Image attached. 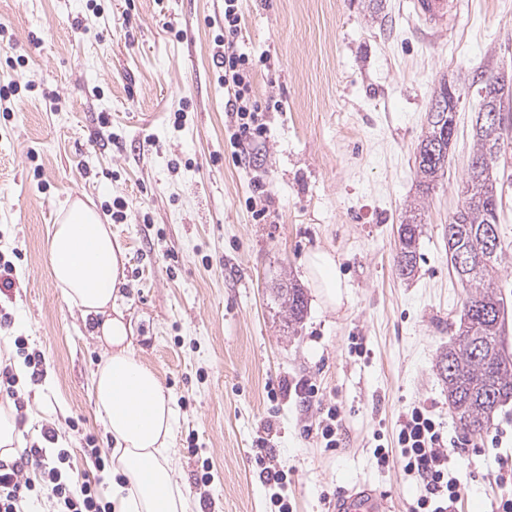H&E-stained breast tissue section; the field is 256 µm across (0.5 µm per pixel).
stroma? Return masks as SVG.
<instances>
[{
    "label": "stroma",
    "instance_id": "stroma-1",
    "mask_svg": "<svg viewBox=\"0 0 512 512\" xmlns=\"http://www.w3.org/2000/svg\"><path fill=\"white\" fill-rule=\"evenodd\" d=\"M240 42L266 57L255 89L280 101L258 151L227 147L228 92L212 57L224 0H0V365L15 339L41 373L16 383L21 448L55 435L62 470L112 496V439L96 416L97 324L69 306L46 238L76 197L92 201L126 255L122 294L133 351L159 374L176 412L172 473L191 512H278L254 462L274 451L293 512H328L337 491L367 482L407 512L421 486L380 468L404 413L423 404L468 454L470 493L454 512H493L512 497V401L494 440H465L436 367L465 294L448 269L443 226L481 106L477 77L512 72V0H464L445 35L429 37L408 0H244ZM24 65H14L15 57ZM461 93L448 169L425 200L418 271L395 270L402 211L416 196L415 152L441 80ZM500 169L512 353V144ZM263 192L268 215L246 201ZM333 256L343 299L313 300L307 257ZM308 295L289 332L280 279ZM316 384L337 406L338 448L319 434Z\"/></svg>",
    "mask_w": 512,
    "mask_h": 512
}]
</instances>
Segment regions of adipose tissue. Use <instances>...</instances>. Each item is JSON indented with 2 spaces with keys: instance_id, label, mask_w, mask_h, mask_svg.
Here are the masks:
<instances>
[{
  "instance_id": "obj_1",
  "label": "adipose tissue",
  "mask_w": 512,
  "mask_h": 512,
  "mask_svg": "<svg viewBox=\"0 0 512 512\" xmlns=\"http://www.w3.org/2000/svg\"><path fill=\"white\" fill-rule=\"evenodd\" d=\"M47 251L53 278L65 301L100 319L95 335L107 345L92 381L96 413L112 438L115 512H187V498L168 461L175 411L157 373L140 361L133 328L122 310L125 254L98 211L74 200L53 225ZM306 269L317 297L329 306L342 299L336 262L310 255Z\"/></svg>"
}]
</instances>
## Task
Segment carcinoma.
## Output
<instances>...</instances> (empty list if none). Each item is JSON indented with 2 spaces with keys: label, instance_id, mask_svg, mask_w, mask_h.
Segmentation results:
<instances>
[{
  "label": "carcinoma",
  "instance_id": "obj_1",
  "mask_svg": "<svg viewBox=\"0 0 512 512\" xmlns=\"http://www.w3.org/2000/svg\"><path fill=\"white\" fill-rule=\"evenodd\" d=\"M429 109L427 131L415 153L418 193L429 195L444 175L449 153L433 160L424 149L442 137L441 115ZM473 166L460 193L462 205L444 227L448 266L465 292L463 314L448 348L437 362L448 388V406L462 433L483 438L494 428L499 407L512 399V357L505 353V301L494 287L504 262L499 232L502 185L498 177L505 141L491 140L478 125L472 128ZM422 202L406 206L398 228L396 272L402 279L415 275L417 245L423 233ZM288 327L296 329L306 308L303 288L290 281L277 289Z\"/></svg>",
  "mask_w": 512,
  "mask_h": 512
}]
</instances>
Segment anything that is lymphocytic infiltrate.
Here are the masks:
<instances>
[{
    "label": "lymphocytic infiltrate",
    "mask_w": 512,
    "mask_h": 512,
    "mask_svg": "<svg viewBox=\"0 0 512 512\" xmlns=\"http://www.w3.org/2000/svg\"><path fill=\"white\" fill-rule=\"evenodd\" d=\"M240 0H224V48L214 58V65L230 97L225 109L230 116L228 141L234 157L255 150L266 138L265 114L269 102L255 91L258 63L241 50L242 30ZM31 463L45 477L54 512H112L97 487L90 483L74 484L56 464L55 455L46 448H29ZM378 467L398 465L407 475L421 480L424 488L411 506V512H452L456 503L468 495L470 486L462 474L470 462L468 456L450 448L440 424L422 405L406 414L397 434L396 449L377 445L373 451ZM18 463L0 461V512H22L24 502L35 489L34 483L21 478Z\"/></svg>",
    "instance_id": "obj_1"
}]
</instances>
